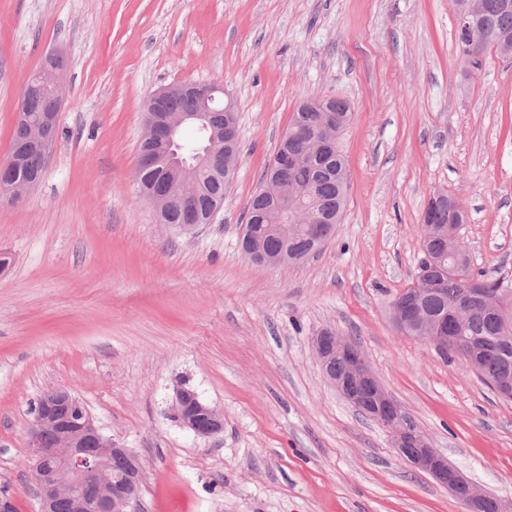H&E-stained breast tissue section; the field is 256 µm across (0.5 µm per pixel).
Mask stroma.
Returning a JSON list of instances; mask_svg holds the SVG:
<instances>
[{
	"label": "stroma",
	"instance_id": "obj_1",
	"mask_svg": "<svg viewBox=\"0 0 512 512\" xmlns=\"http://www.w3.org/2000/svg\"><path fill=\"white\" fill-rule=\"evenodd\" d=\"M453 0H0V163L45 55L67 73L39 185L0 201V496L39 512L31 409L64 386L143 467L144 512H468L324 378L312 338L357 340L401 410L474 484L512 501V400L395 329L430 194L460 202L474 272L512 281V57L474 68ZM217 83L242 162L211 223H159L135 180L144 105ZM340 97L348 192L287 267L239 247L245 207L303 102ZM224 414L200 438L176 390Z\"/></svg>",
	"mask_w": 512,
	"mask_h": 512
}]
</instances>
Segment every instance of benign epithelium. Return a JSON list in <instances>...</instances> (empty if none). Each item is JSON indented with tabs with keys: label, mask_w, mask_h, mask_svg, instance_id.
I'll list each match as a JSON object with an SVG mask.
<instances>
[{
	"label": "benign epithelium",
	"mask_w": 512,
	"mask_h": 512,
	"mask_svg": "<svg viewBox=\"0 0 512 512\" xmlns=\"http://www.w3.org/2000/svg\"><path fill=\"white\" fill-rule=\"evenodd\" d=\"M491 8L485 0H461L458 11L459 27L466 30L471 40L486 34L482 18ZM63 55L49 54L34 74L35 82L24 91L17 108L15 127L20 133L10 164L0 168V190L6 199L18 201L34 190L37 180L29 177L15 180L12 168L27 167L30 155L36 154L46 164L58 135L59 114L63 98ZM224 88L215 84H196L193 95L196 103L209 105ZM171 94L162 87L150 97L151 112L145 115L142 139H160L169 144L177 130L190 117L182 112L175 124L162 123L155 112H171ZM205 146L191 155L213 170L224 167V152L203 135ZM308 233L314 243L321 245L332 234V228L321 218L310 221ZM468 295L474 303L494 308L499 296L477 282L470 283ZM393 321L399 332L413 329L418 313L414 302L403 297L391 304ZM426 340L443 349L453 346L464 355L474 351V345L465 336L448 335V324L436 328ZM315 355L328 382L357 410L369 418L392 412L398 426L392 429L393 445L399 456L418 470L428 474L437 484L448 489L463 501L469 512H483L487 496L465 475L451 465L448 459L433 448L424 434L411 424L388 392L380 384L359 345L347 338L323 330L313 337ZM341 359L346 365L339 378L333 362ZM173 415L182 427L200 438H209L224 430L222 411L202 402L198 394L188 388L177 389ZM29 464L35 475L34 494L40 512H137L143 469L135 452L102 434L92 416L80 408L75 395L66 387L45 391L39 398L33 419L28 427Z\"/></svg>",
	"instance_id": "obj_1"
}]
</instances>
